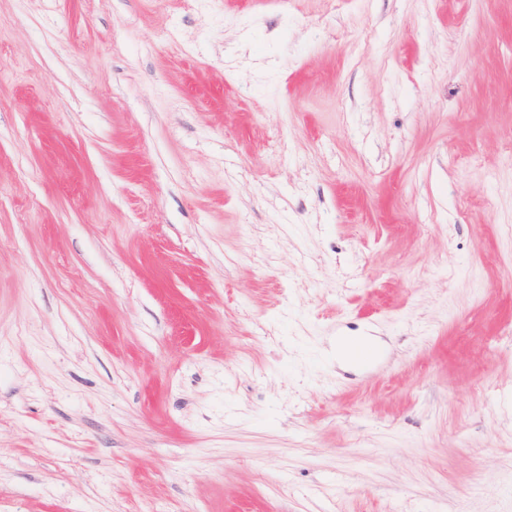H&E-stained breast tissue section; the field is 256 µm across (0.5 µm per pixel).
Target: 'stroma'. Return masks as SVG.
I'll return each instance as SVG.
<instances>
[{
  "label": "stroma",
  "instance_id": "stroma-1",
  "mask_svg": "<svg viewBox=\"0 0 512 512\" xmlns=\"http://www.w3.org/2000/svg\"><path fill=\"white\" fill-rule=\"evenodd\" d=\"M0 512H512V0H0Z\"/></svg>",
  "mask_w": 512,
  "mask_h": 512
}]
</instances>
